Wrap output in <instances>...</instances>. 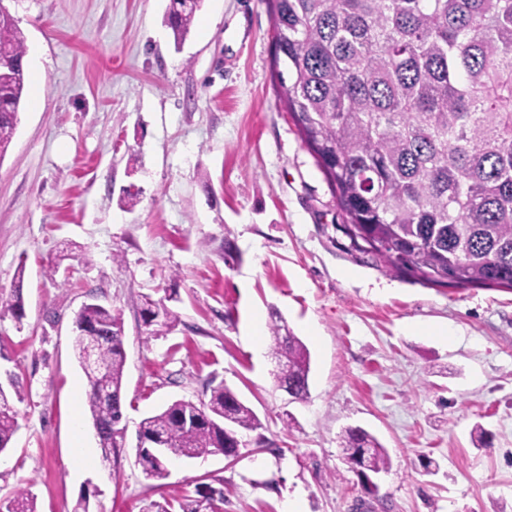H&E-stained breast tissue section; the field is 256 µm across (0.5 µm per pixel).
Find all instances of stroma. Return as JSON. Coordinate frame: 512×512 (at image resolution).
Instances as JSON below:
<instances>
[{
	"label": "stroma",
	"mask_w": 512,
	"mask_h": 512,
	"mask_svg": "<svg viewBox=\"0 0 512 512\" xmlns=\"http://www.w3.org/2000/svg\"><path fill=\"white\" fill-rule=\"evenodd\" d=\"M29 75L0 160V384L19 429L0 453V504L37 512H156L197 484L223 512H512V290L431 288L386 272L344 233L336 198L281 101L268 0H204L182 48L169 0H0ZM171 297L145 337L142 296ZM118 311L126 447L102 459L72 321ZM311 355L309 392L277 389L268 326ZM234 389L262 427L239 460L136 462L140 421ZM349 427L391 457L377 496L342 457ZM436 470L426 471V460Z\"/></svg>",
	"instance_id": "stroma-1"
}]
</instances>
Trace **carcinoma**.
<instances>
[{
  "label": "carcinoma",
  "instance_id": "carcinoma-1",
  "mask_svg": "<svg viewBox=\"0 0 512 512\" xmlns=\"http://www.w3.org/2000/svg\"><path fill=\"white\" fill-rule=\"evenodd\" d=\"M276 77L301 140L347 221L390 273L429 286L512 289V0H270ZM201 0H171L167 24L180 44ZM0 158L18 123L26 86V40L0 5ZM0 310L24 315L21 288ZM148 336L174 328L165 300L144 297ZM285 326H269L277 384L302 400L310 355ZM74 351L87 377L86 406L103 459L119 455L126 364L120 315L96 303L74 319ZM18 390L0 388V453L16 434ZM254 410L220 383L205 400H175L139 423L145 478H168L169 458L229 453ZM343 454L368 471L388 470L383 445L362 428L341 437ZM195 506L220 512L224 492L195 489ZM6 512H36L21 490Z\"/></svg>",
  "mask_w": 512,
  "mask_h": 512
}]
</instances>
